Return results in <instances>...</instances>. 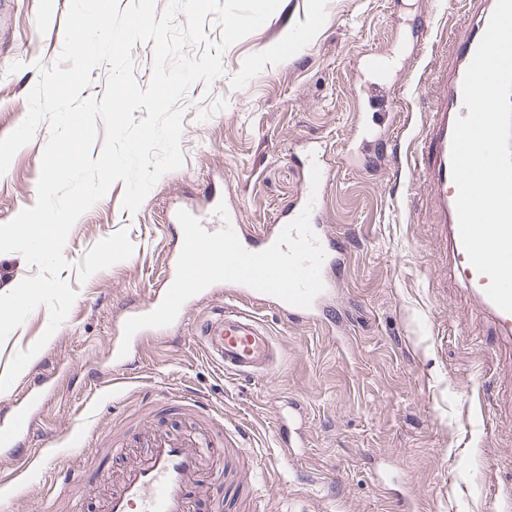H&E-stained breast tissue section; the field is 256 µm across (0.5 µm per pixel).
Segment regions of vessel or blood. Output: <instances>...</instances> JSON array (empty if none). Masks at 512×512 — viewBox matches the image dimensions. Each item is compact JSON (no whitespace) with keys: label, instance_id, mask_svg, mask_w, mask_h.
I'll return each instance as SVG.
<instances>
[{"label":"vessel or blood","instance_id":"obj_1","mask_svg":"<svg viewBox=\"0 0 512 512\" xmlns=\"http://www.w3.org/2000/svg\"><path fill=\"white\" fill-rule=\"evenodd\" d=\"M495 6L496 0H484L482 10L474 13L464 27L457 43L455 65L441 78L444 102L432 112L429 124L420 134L421 150L415 166L422 173L441 217L449 242V262L457 279L475 307L487 317L496 340L512 345V313L502 311L488 298L485 288L489 279L471 265L463 247L456 210L457 187L452 180L450 160L454 123L457 117L468 114L462 95L464 74ZM359 66L363 78L360 92L368 99H376L382 86L375 76L387 68V58L375 52L366 53L360 57ZM299 152L301 191L288 209L260 229L237 223L233 230L246 250L259 252L274 243L305 205H312L311 226L326 253L322 266L323 292L305 309L242 284H233L225 291L210 287L187 300L176 318L177 323H184L188 310L208 307L209 314L198 328L197 340L214 364L239 376L268 373L282 357L279 344L255 314L258 307L273 308L291 320L328 323L339 330L344 327L335 297L341 273L349 262V250L345 239L336 236L323 219L335 172L327 161L328 151L322 142H303ZM315 165L321 171L316 184L310 181V170ZM53 380L51 372L40 373L37 389L25 390L16 399L10 418L0 422V449L8 451L14 463L25 461L22 448L35 430L38 408ZM180 399L196 408L197 421L181 432L148 425L134 441H123L116 449L117 454H125L133 446L140 448L141 454L114 477V487L103 502L102 512H194V497L205 472L214 466L222 448L232 438L224 425L223 410L195 393H181Z\"/></svg>","mask_w":512,"mask_h":512}]
</instances>
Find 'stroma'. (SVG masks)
Masks as SVG:
<instances>
[{"label": "stroma", "instance_id": "35a3bbf8", "mask_svg": "<svg viewBox=\"0 0 512 512\" xmlns=\"http://www.w3.org/2000/svg\"><path fill=\"white\" fill-rule=\"evenodd\" d=\"M70 0H13L0 40V137L25 118L39 66L56 62ZM455 0H281L254 33L223 46L214 16L191 59L223 46V73L193 82L182 114L183 165L154 185L137 211L122 205L123 181L73 225L60 277L77 297L41 351L61 377L41 414V435L24 472L0 453V512H68L56 483L68 482L82 512H100L109 486L92 481L120 469L111 439L134 438L141 419L162 428L193 417L176 391L203 394L224 410L244 443L237 487L214 470L198 512H399L392 486L377 480L392 460L417 512H504L512 501V347L490 340L446 261L422 179L412 174L418 136L442 95L438 76L453 65ZM432 23L434 36L406 62L381 121L372 162L347 161L365 110L354 60L404 52V18ZM41 122L0 174V223L37 199L44 150ZM324 140L336 177L326 222L350 244L337 302L347 319L337 340L320 324L270 308L258 314L281 344L280 365L258 376L224 373L207 360L191 312L179 334L133 349V370L114 374L112 339L125 306L143 303L181 249L170 205L223 189L240 223H271L300 189L289 150ZM46 307L0 342V377L44 332ZM300 403L307 445L298 466L280 460L281 413Z\"/></svg>", "mask_w": 512, "mask_h": 512}]
</instances>
